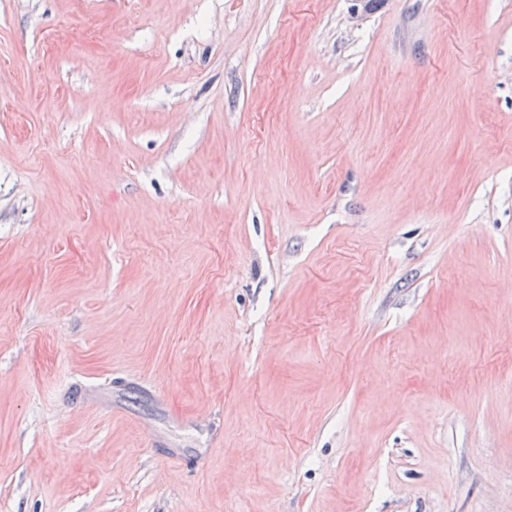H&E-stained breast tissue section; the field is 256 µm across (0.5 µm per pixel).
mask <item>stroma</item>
<instances>
[{
  "instance_id": "1",
  "label": "stroma",
  "mask_w": 512,
  "mask_h": 512,
  "mask_svg": "<svg viewBox=\"0 0 512 512\" xmlns=\"http://www.w3.org/2000/svg\"><path fill=\"white\" fill-rule=\"evenodd\" d=\"M0 512H512V0H0Z\"/></svg>"
}]
</instances>
